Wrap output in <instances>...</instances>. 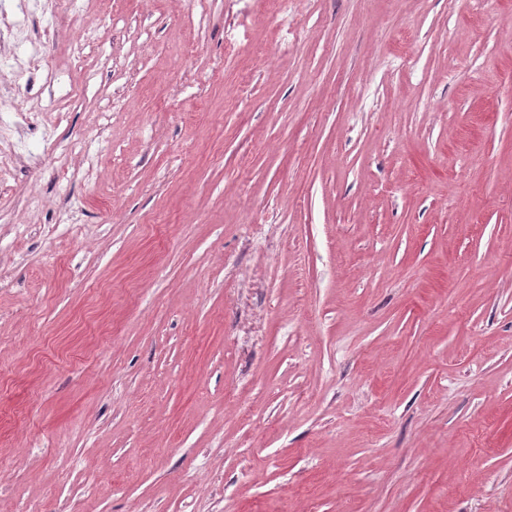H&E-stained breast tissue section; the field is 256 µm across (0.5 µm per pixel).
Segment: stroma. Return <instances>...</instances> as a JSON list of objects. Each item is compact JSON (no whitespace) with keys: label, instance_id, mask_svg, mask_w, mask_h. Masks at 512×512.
<instances>
[{"label":"stroma","instance_id":"1","mask_svg":"<svg viewBox=\"0 0 512 512\" xmlns=\"http://www.w3.org/2000/svg\"><path fill=\"white\" fill-rule=\"evenodd\" d=\"M288 10L0 0V512H512V0Z\"/></svg>","mask_w":512,"mask_h":512}]
</instances>
